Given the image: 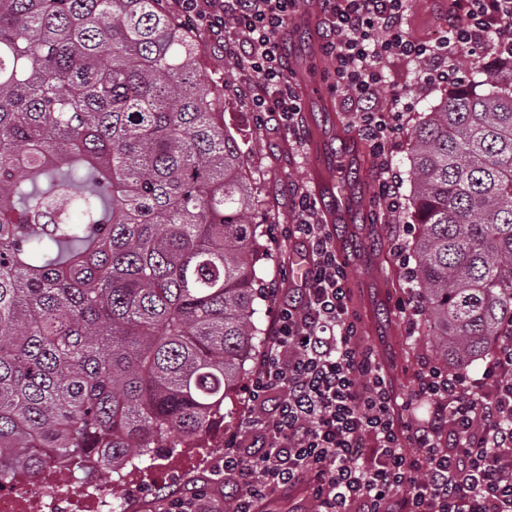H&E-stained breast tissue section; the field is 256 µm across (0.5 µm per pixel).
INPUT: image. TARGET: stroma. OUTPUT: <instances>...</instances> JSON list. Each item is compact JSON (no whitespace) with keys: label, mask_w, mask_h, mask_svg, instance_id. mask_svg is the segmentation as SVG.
Masks as SVG:
<instances>
[{"label":"stroma","mask_w":512,"mask_h":512,"mask_svg":"<svg viewBox=\"0 0 512 512\" xmlns=\"http://www.w3.org/2000/svg\"><path fill=\"white\" fill-rule=\"evenodd\" d=\"M448 21V0H411L404 26L416 39L431 40ZM202 57L199 78L224 90V123L238 138L247 154L251 183L256 197L269 214L264 241L269 259L263 277L277 287L293 286L292 268L298 257L297 245L288 239L285 228L295 222L292 209L300 193H314L312 180L314 158L309 145L297 144L287 131L274 123L259 122L247 102L235 93L241 73L233 60L224 56L208 34H200ZM385 82L380 102L389 105L393 91L409 93L411 105L397 120L389 160L400 174H407L411 133L424 113L436 106L448 93L449 84L420 89L421 73L415 62L395 59L384 63ZM324 96L333 103L332 111L311 104L305 112V128L319 137L328 151L338 152L346 141L358 135L355 112L345 110L342 96L332 90L329 80H321ZM380 170L375 158L358 168L354 193L360 202L363 219L343 228L348 236L344 260L352 297L350 310L359 320L363 336L381 353L399 393L408 392L422 360L439 361L437 328L432 320L418 317L409 322L408 283L403 267L390 251L391 239L401 233L406 215L388 213L378 205L374 192ZM226 417L216 422L201 448H177L164 454L156 465L144 466L139 475L143 491L150 497L149 512H167L173 495L187 496L206 491L215 512H227L229 499L223 483L213 479L205 462L224 452L225 441L243 433L251 410L250 395L245 391L224 401Z\"/></svg>","instance_id":"stroma-1"}]
</instances>
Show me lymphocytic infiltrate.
<instances>
[{"mask_svg": "<svg viewBox=\"0 0 512 512\" xmlns=\"http://www.w3.org/2000/svg\"><path fill=\"white\" fill-rule=\"evenodd\" d=\"M302 0H174L251 79L242 86L260 122L303 140V103L291 82L283 33ZM409 0H321L320 51L354 106L359 134L387 158L398 115L377 103L383 60L424 63L422 87L458 82L466 51L492 45L512 59V0H448L435 40L404 28ZM286 232L305 267L278 308L251 379L250 445L231 437L214 475L237 487L235 512L304 490L313 512H512V322L473 374L425 363L398 395L373 349L359 341L346 265L308 194Z\"/></svg>", "mask_w": 512, "mask_h": 512, "instance_id": "lymphocytic-infiltrate-1", "label": "lymphocytic infiltrate"}]
</instances>
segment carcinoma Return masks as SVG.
<instances>
[{
    "label": "carcinoma",
    "instance_id": "1",
    "mask_svg": "<svg viewBox=\"0 0 512 512\" xmlns=\"http://www.w3.org/2000/svg\"><path fill=\"white\" fill-rule=\"evenodd\" d=\"M163 0H0V480L202 444L248 373L266 214ZM414 130L408 218L442 361L512 320V81ZM82 222L70 221V209Z\"/></svg>",
    "mask_w": 512,
    "mask_h": 512
}]
</instances>
